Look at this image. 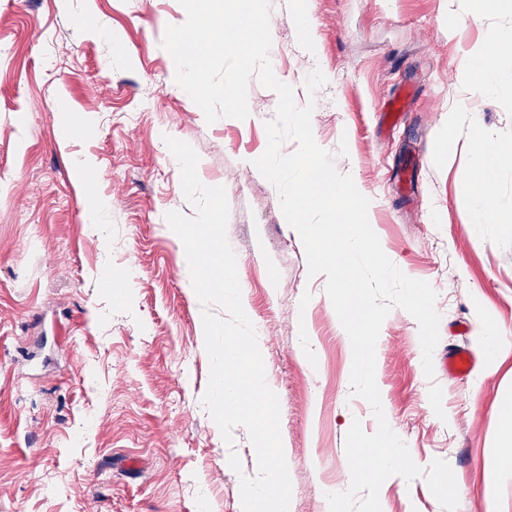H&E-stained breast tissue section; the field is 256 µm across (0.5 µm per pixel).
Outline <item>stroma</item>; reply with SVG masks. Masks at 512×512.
<instances>
[{"mask_svg": "<svg viewBox=\"0 0 512 512\" xmlns=\"http://www.w3.org/2000/svg\"><path fill=\"white\" fill-rule=\"evenodd\" d=\"M185 20L178 0H0V512L243 510L240 478L253 476L256 453L242 427L226 444L202 403V305L165 219L195 209L168 136L195 148L204 184L226 189L241 293L280 403L289 512H328L326 493L350 484L353 419L376 429L351 394L326 279L309 276L301 238L253 164L277 95L251 80L247 119L207 123L161 46L167 26ZM270 31L276 77L298 105L314 102L315 140L369 198L384 252L437 291L434 359L459 345L474 355L466 376L426 377L418 324L392 309L376 345L391 429L420 467L450 464L457 512H485L489 480L512 512V467L489 471L512 400V351L491 354L483 334L488 317L512 330V166L475 182L469 139L477 125L512 152V96L462 79L478 46L512 32V10L271 0ZM316 68L327 82L311 97L304 81ZM401 85L415 92L411 110L385 127L380 104ZM85 157L95 162L86 175ZM93 200L104 209L94 226ZM105 274L129 278L130 298L102 288ZM379 497L383 512H443L422 477L387 479Z\"/></svg>", "mask_w": 512, "mask_h": 512, "instance_id": "obj_1", "label": "stroma"}]
</instances>
